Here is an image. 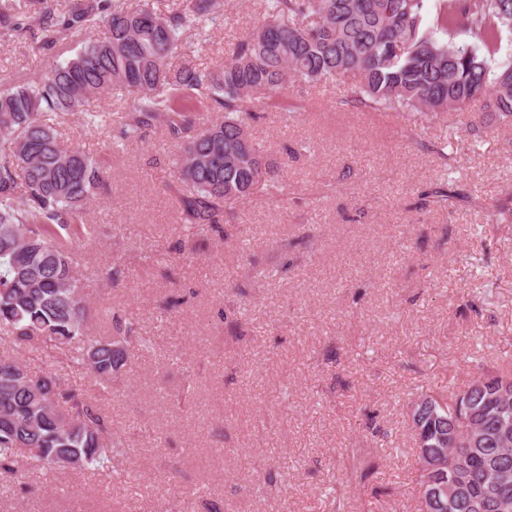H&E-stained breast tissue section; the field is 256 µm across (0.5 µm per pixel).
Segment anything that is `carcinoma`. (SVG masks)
Listing matches in <instances>:
<instances>
[{
	"mask_svg": "<svg viewBox=\"0 0 512 512\" xmlns=\"http://www.w3.org/2000/svg\"><path fill=\"white\" fill-rule=\"evenodd\" d=\"M428 0H265V16L213 70L171 60L192 32L208 44L206 24L219 0H189L158 13L126 0H0V39L36 38L57 59L50 69L0 91V474L15 473L26 450L50 467H86L106 474L126 454L92 403L61 395L49 375L34 390L16 374L28 342L62 352L67 366L109 387L131 361V343L85 334L90 316L74 267L76 242L90 233L83 213L104 184L100 163L66 149L56 122L74 112L87 126L112 125L93 110L119 88L130 96L121 139L137 141L162 127L179 146L178 179L189 229L219 224L227 206L259 189L287 195L278 166L250 120L262 106L297 117L291 83L354 78L351 103L374 111L448 113L477 103L512 124V65L492 68L501 32L512 30V0H442L427 22ZM463 30L485 49L458 45ZM82 35L79 51L60 34ZM205 112H222L204 120ZM457 207L455 180L432 191ZM66 398L64 408L60 398ZM418 512H512V371L473 377L454 403L424 396L412 413Z\"/></svg>",
	"mask_w": 512,
	"mask_h": 512,
	"instance_id": "obj_1",
	"label": "carcinoma"
}]
</instances>
